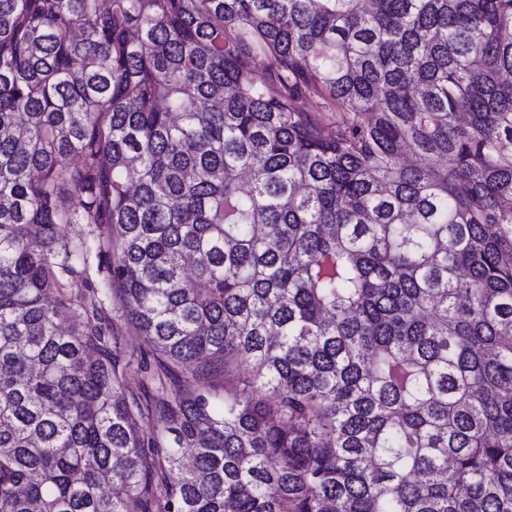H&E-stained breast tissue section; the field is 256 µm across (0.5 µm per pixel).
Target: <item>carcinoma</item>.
Wrapping results in <instances>:
<instances>
[{
    "label": "carcinoma",
    "mask_w": 512,
    "mask_h": 512,
    "mask_svg": "<svg viewBox=\"0 0 512 512\" xmlns=\"http://www.w3.org/2000/svg\"><path fill=\"white\" fill-rule=\"evenodd\" d=\"M0 512H512V0H0ZM90 230H95L94 233L105 232L104 226L96 228L94 225L88 224H64L62 225L61 243L73 247L81 239L88 238ZM109 262H112V258L106 253L98 255L93 251L85 272L63 280V292L73 299L89 300L92 296L91 286L103 278ZM104 307L106 318H111L117 327L118 348L124 357V362L130 359L132 363L127 377V390L125 393L129 394L131 392L140 396L151 395L152 389L143 371L146 366L148 370H153L156 367L154 357L142 336L126 323L123 316L124 308L118 298L112 296V300L105 301ZM140 368H142V371Z\"/></svg>",
    "instance_id": "obj_1"
}]
</instances>
